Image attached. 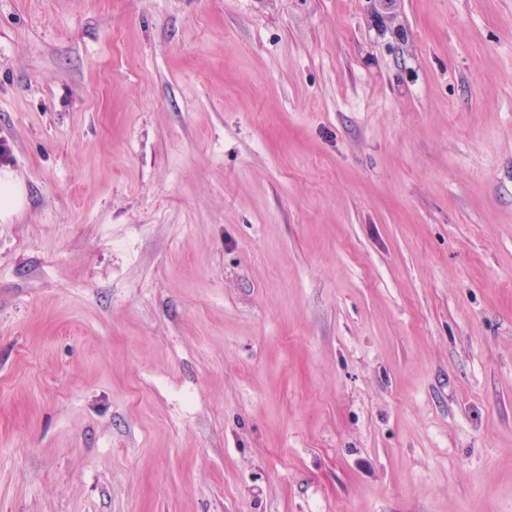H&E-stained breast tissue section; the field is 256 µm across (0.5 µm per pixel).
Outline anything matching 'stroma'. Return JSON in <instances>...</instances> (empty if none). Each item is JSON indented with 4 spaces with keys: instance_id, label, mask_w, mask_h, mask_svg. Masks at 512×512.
Listing matches in <instances>:
<instances>
[{
    "instance_id": "stroma-1",
    "label": "stroma",
    "mask_w": 512,
    "mask_h": 512,
    "mask_svg": "<svg viewBox=\"0 0 512 512\" xmlns=\"http://www.w3.org/2000/svg\"><path fill=\"white\" fill-rule=\"evenodd\" d=\"M0 512H512V0H0Z\"/></svg>"
}]
</instances>
